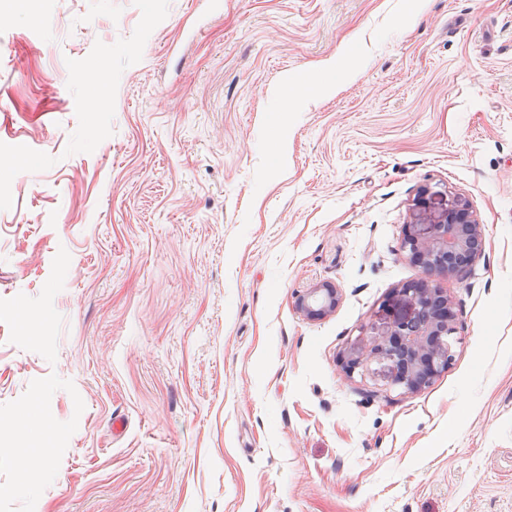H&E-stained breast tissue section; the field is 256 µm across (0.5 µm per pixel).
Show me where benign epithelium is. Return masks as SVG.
<instances>
[{
    "label": "benign epithelium",
    "instance_id": "obj_1",
    "mask_svg": "<svg viewBox=\"0 0 512 512\" xmlns=\"http://www.w3.org/2000/svg\"><path fill=\"white\" fill-rule=\"evenodd\" d=\"M420 213L410 225L401 250L425 274L418 282L398 289L397 296L411 310L408 317H393L386 329L349 349L344 373L347 377L383 371L387 383L417 391L435 376L448 370L453 359L456 318L452 300L435 278H453L483 252L482 225L470 202L455 196L442 214L435 216L419 202ZM340 289L330 283L318 284L299 297L298 310L309 319L330 314L338 304Z\"/></svg>",
    "mask_w": 512,
    "mask_h": 512
}]
</instances>
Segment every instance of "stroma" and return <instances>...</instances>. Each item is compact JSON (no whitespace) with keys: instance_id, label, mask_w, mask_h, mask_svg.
Returning a JSON list of instances; mask_svg holds the SVG:
<instances>
[{"instance_id":"obj_1","label":"stroma","mask_w":512,"mask_h":512,"mask_svg":"<svg viewBox=\"0 0 512 512\" xmlns=\"http://www.w3.org/2000/svg\"><path fill=\"white\" fill-rule=\"evenodd\" d=\"M423 195L411 393L341 361ZM0 512H512V0H0ZM426 204L423 195L416 222L410 224L401 242L402 252L425 274L397 292L412 314L394 316L386 329L374 332L372 336L377 337L354 343L343 368L349 378L379 369L389 385L413 392L448 370L453 359V303L433 278L458 277L463 266L480 257L482 225L465 197L454 196L448 209L438 216L432 215ZM340 289L330 283L309 288L297 301L298 310L309 319H320L330 314L338 304Z\"/></svg>"}]
</instances>
